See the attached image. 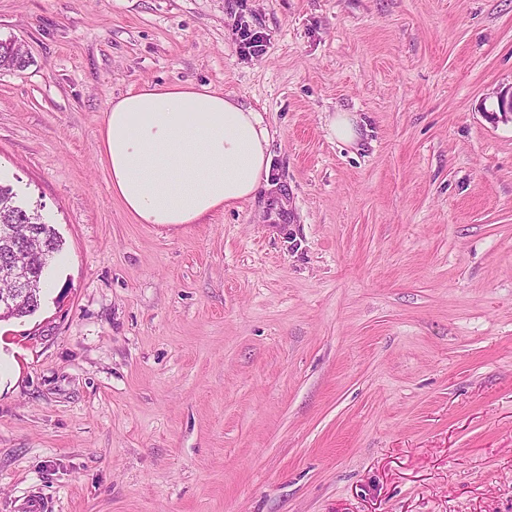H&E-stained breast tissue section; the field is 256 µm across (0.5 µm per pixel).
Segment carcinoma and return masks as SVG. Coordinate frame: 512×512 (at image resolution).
<instances>
[{"instance_id": "1", "label": "carcinoma", "mask_w": 512, "mask_h": 512, "mask_svg": "<svg viewBox=\"0 0 512 512\" xmlns=\"http://www.w3.org/2000/svg\"><path fill=\"white\" fill-rule=\"evenodd\" d=\"M28 64L24 50L14 44L12 40H0V67L5 69H22ZM3 224H27L38 238L41 250L34 253H23V244L10 242L0 236V266L6 265L19 258L28 261L34 271L36 279L30 288V295L8 308H0V321L20 319L34 314L41 304L43 293L42 283L45 282L46 272L55 255L61 250L62 240L55 228L44 222L37 211L30 210L15 200L13 188L8 184L0 183V226Z\"/></svg>"}]
</instances>
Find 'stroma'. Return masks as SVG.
Masks as SVG:
<instances>
[{"instance_id":"35a3bbf8","label":"stroma","mask_w":512,"mask_h":512,"mask_svg":"<svg viewBox=\"0 0 512 512\" xmlns=\"http://www.w3.org/2000/svg\"><path fill=\"white\" fill-rule=\"evenodd\" d=\"M0 38V179L63 240L0 322V512H512V0H0ZM184 82L262 112L273 188L135 223L104 113ZM14 40H0V67L22 69L28 64L24 50L12 44ZM360 122L363 123L354 112H333L328 120V135L349 147L357 149L360 143L363 142Z\"/></svg>"}]
</instances>
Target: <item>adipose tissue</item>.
Returning <instances> with one entry per match:
<instances>
[{
    "mask_svg": "<svg viewBox=\"0 0 512 512\" xmlns=\"http://www.w3.org/2000/svg\"><path fill=\"white\" fill-rule=\"evenodd\" d=\"M271 140L261 113L232 96L147 84L111 100L100 161L135 223L199 224L269 187Z\"/></svg>",
    "mask_w": 512,
    "mask_h": 512,
    "instance_id": "1",
    "label": "adipose tissue"
}]
</instances>
